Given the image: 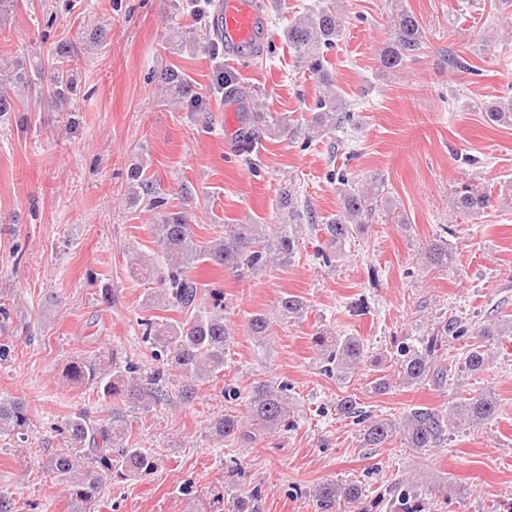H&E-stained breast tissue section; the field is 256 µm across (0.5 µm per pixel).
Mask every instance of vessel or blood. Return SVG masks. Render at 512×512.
<instances>
[{
	"instance_id": "b4317fda",
	"label": "vessel or blood",
	"mask_w": 512,
	"mask_h": 512,
	"mask_svg": "<svg viewBox=\"0 0 512 512\" xmlns=\"http://www.w3.org/2000/svg\"><path fill=\"white\" fill-rule=\"evenodd\" d=\"M256 0H217L214 28L226 56L238 58L253 46L260 32Z\"/></svg>"
}]
</instances>
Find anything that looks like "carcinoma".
Here are the masks:
<instances>
[{
	"label": "carcinoma",
	"instance_id": "1",
	"mask_svg": "<svg viewBox=\"0 0 512 512\" xmlns=\"http://www.w3.org/2000/svg\"><path fill=\"white\" fill-rule=\"evenodd\" d=\"M343 29L335 0H320V4L309 12L289 21L284 30L298 62L316 76L321 85L310 123L304 131V140L308 143L353 120V113L326 66L327 54L336 47ZM424 36L419 17L401 4L396 6L392 42L381 51L379 67L393 70L402 66L409 54L419 49ZM84 58L81 42L68 38L54 44L45 62L39 58L29 64L23 51L16 50L10 65L0 66V86L10 85L0 91V116L6 112L29 111V95L36 87L30 75L38 77L46 68L51 72L50 83L46 86L47 98L64 105L74 86V73ZM156 79L172 96L189 102L191 109H196L198 94L188 80L172 70L160 73ZM488 118L497 125L512 127V97L501 98L491 105ZM261 149L260 139L248 138L243 148L246 162L258 165ZM148 167V160L143 158L131 170L128 199L159 214V223L149 225V229L160 249L163 264L142 255L134 259L129 274L136 280L159 284V287L144 292V309L172 311L178 317L153 315L138 321L143 326V341L156 350L154 357L161 359V364L149 371L142 370L129 359L120 360L115 349L104 363L76 358L63 368L67 382L90 386L96 389L99 397L119 404L112 408V416L108 419L95 420L86 410L69 416L65 422L66 448L49 461L52 472L69 486L72 501L86 512H93L104 484L112 476L132 477L156 466L154 455L130 443V424L122 407L147 412L171 401V393L164 385L169 368L178 371L184 379L178 389L180 400L184 402L193 398L195 383L224 371L234 339L224 316V290L199 282L193 274L196 264L210 262L224 269L259 270L271 259L268 245L253 224L226 225L224 238L215 241L196 239L188 217L178 209L169 208L157 184L145 176ZM338 181L339 210L322 223L325 243L317 252V257L326 264L332 262L334 254L342 249L354 228L372 217L374 207L383 200L381 179L375 178L362 187L342 173ZM494 203L492 195L469 183L460 184L451 201L455 211L472 220L478 219ZM279 209L288 213L289 224L274 225L272 235L277 241V260L286 266L296 256L299 243L296 225L303 223L304 213L299 208L296 194L286 186L279 196ZM426 254L438 267H446L452 261L448 240L442 237L428 243ZM306 310L307 302L298 295L286 294L278 302V313L284 318L299 319ZM271 328L270 319L263 313L250 315L244 323L246 333L257 339L270 335ZM466 333L468 330L458 325L455 319L448 318L436 332L426 337L421 348L402 349L397 374L377 376L369 382L370 390L383 394L395 380L402 385L424 382L435 387L446 385L448 341L464 337ZM473 335L479 337V341L470 345L464 366L476 374L489 363L494 346L507 337L512 339V319L490 321L475 329ZM312 343L336 375L344 380L352 377L365 362L366 349L358 336H329L321 330L312 334ZM285 391V386L271 380L257 383L248 392L246 422L232 414L221 416L212 425L214 435L225 441L254 442L257 437L277 429L288 420ZM497 407V398L490 390L460 392L448 402L447 408L416 406L398 423L367 414L354 395L345 396L336 403L337 412L363 426L365 447L378 448L397 439L403 447L420 452L438 447L450 428L473 427L491 419L497 413ZM28 422L20 401L0 399V433L19 434ZM315 495L328 509L336 504L344 506L345 512H369L365 490L356 482H324L315 489ZM420 499L421 494L413 487L395 489L390 492V512H423ZM208 506L209 512H256L254 504L234 493L231 485L213 494Z\"/></svg>",
	"mask_w": 512,
	"mask_h": 512
}]
</instances>
